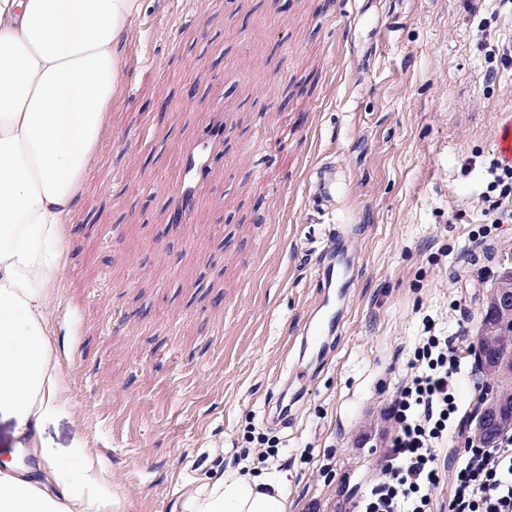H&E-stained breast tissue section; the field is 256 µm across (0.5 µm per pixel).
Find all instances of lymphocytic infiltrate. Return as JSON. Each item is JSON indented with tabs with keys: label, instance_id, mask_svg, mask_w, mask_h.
I'll use <instances>...</instances> for the list:
<instances>
[{
	"label": "lymphocytic infiltrate",
	"instance_id": "1",
	"mask_svg": "<svg viewBox=\"0 0 512 512\" xmlns=\"http://www.w3.org/2000/svg\"><path fill=\"white\" fill-rule=\"evenodd\" d=\"M490 191L497 198L485 212L488 224L512 222V166L492 160ZM468 347L455 337L422 336L384 417L392 431L385 464L358 504L359 512H432L440 484L438 455L463 426L458 378ZM448 512H512V434L495 446L465 448L450 486Z\"/></svg>",
	"mask_w": 512,
	"mask_h": 512
}]
</instances>
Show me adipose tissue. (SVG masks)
Masks as SVG:
<instances>
[{"label": "adipose tissue", "mask_w": 512, "mask_h": 512, "mask_svg": "<svg viewBox=\"0 0 512 512\" xmlns=\"http://www.w3.org/2000/svg\"><path fill=\"white\" fill-rule=\"evenodd\" d=\"M141 0H0V413L22 455L0 460V512H123L83 445L74 466L39 445L64 401L45 312L64 267V222L123 77L118 45ZM181 512H290L284 475L234 470L191 487Z\"/></svg>", "instance_id": "ef3b65f1"}]
</instances>
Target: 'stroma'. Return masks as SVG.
<instances>
[{"label":"stroma","mask_w":512,"mask_h":512,"mask_svg":"<svg viewBox=\"0 0 512 512\" xmlns=\"http://www.w3.org/2000/svg\"><path fill=\"white\" fill-rule=\"evenodd\" d=\"M496 0H144L125 76L77 203L47 310L66 402L41 445L76 442L124 512H174L231 467L285 473L292 512H355L384 464V410L425 325L473 341L512 252L481 243L488 167L512 119V69L483 79ZM226 104L194 194L183 154ZM332 167L317 205L305 173ZM349 227L341 319L318 359L305 329L319 251ZM276 440L258 462L246 432Z\"/></svg>","instance_id":"35a3bbf8"}]
</instances>
